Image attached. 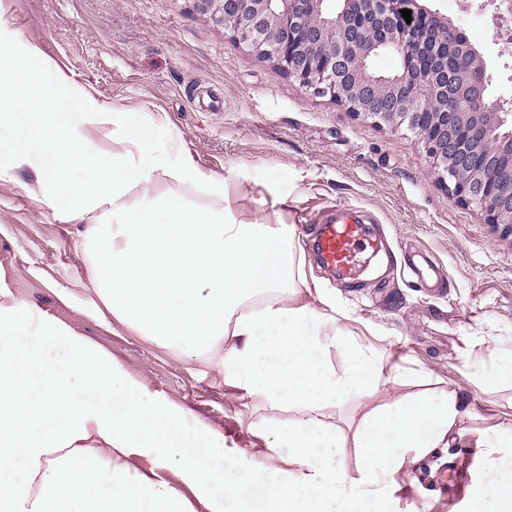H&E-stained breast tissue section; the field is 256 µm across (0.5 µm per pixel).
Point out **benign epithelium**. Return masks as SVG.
<instances>
[{"mask_svg": "<svg viewBox=\"0 0 512 512\" xmlns=\"http://www.w3.org/2000/svg\"><path fill=\"white\" fill-rule=\"evenodd\" d=\"M326 0H193L195 10L224 27L256 60L272 61L284 75L315 94L339 101L355 117L392 130L403 129L421 144L431 173L455 178L448 197L478 209L490 224L512 232V179H488L479 154L495 157L499 140L512 139V108L485 94L486 68L473 56H457L456 67L472 73L473 92L464 106L496 110V134L468 124L459 112H431L436 84L408 69L393 79L359 83L368 60L381 51L409 58L414 28L430 10L418 0H343L339 10ZM411 10L406 23L401 10Z\"/></svg>", "mask_w": 512, "mask_h": 512, "instance_id": "benign-epithelium-1", "label": "benign epithelium"}]
</instances>
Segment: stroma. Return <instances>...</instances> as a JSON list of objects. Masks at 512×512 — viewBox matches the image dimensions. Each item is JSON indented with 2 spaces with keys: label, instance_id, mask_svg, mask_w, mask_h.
I'll return each instance as SVG.
<instances>
[{
  "label": "stroma",
  "instance_id": "35a3bbf8",
  "mask_svg": "<svg viewBox=\"0 0 512 512\" xmlns=\"http://www.w3.org/2000/svg\"><path fill=\"white\" fill-rule=\"evenodd\" d=\"M421 2L470 38L489 75L488 98L512 101V16H498V0ZM0 18V45L36 46L45 65L99 103L158 119L149 157L174 165L187 152L224 179L223 199L182 186L196 206L231 205L245 224L293 225L303 242L329 207L359 206L375 217L384 247L355 280L333 279L311 261L306 276L312 295L342 312L345 331L402 357L404 373L332 413L350 435L366 412L421 385L455 391L468 412L460 435L403 465L393 510L466 512L475 482L494 475L477 439L512 427V385L482 382L512 355V234L451 201L411 134L358 119L247 56L191 0H0ZM35 185L28 167L0 179V286L130 366L250 458L273 457L253 429L287 428L295 414L241 399L207 360L97 316L89 258L75 242L102 214L64 219Z\"/></svg>",
  "mask_w": 512,
  "mask_h": 512
}]
</instances>
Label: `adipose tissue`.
<instances>
[{
	"label": "adipose tissue",
	"instance_id": "ef3b65f1",
	"mask_svg": "<svg viewBox=\"0 0 512 512\" xmlns=\"http://www.w3.org/2000/svg\"><path fill=\"white\" fill-rule=\"evenodd\" d=\"M9 80L0 53V162L32 166L52 207L72 220L106 209L78 243L89 283L124 326L165 347L209 360L242 398L299 416L277 434L280 465L240 468L246 452L168 396L149 391L125 364L48 314H35L0 286V512H222L201 492L220 485L240 512L247 486L263 489L260 512H391L407 455L425 456L460 431L455 391L372 411L353 435L332 422L336 402L395 381L400 366L345 334L332 305L303 298L304 250L292 228L239 224L230 210L191 206L188 185L226 193L190 155L168 167L143 152L154 125L129 119L50 76L40 53ZM121 129L118 148L88 150L90 115ZM173 185L160 189L162 178ZM350 356L343 372L325 359ZM358 476L345 471L347 445ZM492 480L479 482L470 512H512V428L481 441ZM152 466L138 470L132 458ZM177 472L171 481L169 472ZM196 499H189L188 491Z\"/></svg>",
	"mask_w": 512,
	"mask_h": 512
}]
</instances>
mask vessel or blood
Masks as SVG:
<instances>
[{"instance_id": "vessel-or-blood-1", "label": "vessel or blood", "mask_w": 512, "mask_h": 512, "mask_svg": "<svg viewBox=\"0 0 512 512\" xmlns=\"http://www.w3.org/2000/svg\"><path fill=\"white\" fill-rule=\"evenodd\" d=\"M311 241L317 259L345 276L355 275L362 255L378 248L376 239L364 227L361 210L346 206L318 222Z\"/></svg>"}]
</instances>
